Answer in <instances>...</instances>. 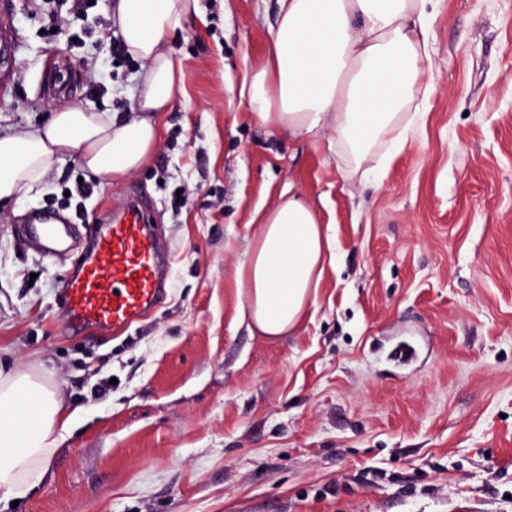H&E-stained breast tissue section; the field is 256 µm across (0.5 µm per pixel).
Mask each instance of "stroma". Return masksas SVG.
Instances as JSON below:
<instances>
[{"mask_svg":"<svg viewBox=\"0 0 512 512\" xmlns=\"http://www.w3.org/2000/svg\"><path fill=\"white\" fill-rule=\"evenodd\" d=\"M110 0L47 43L58 0H0L12 43L0 136L80 106L136 115L139 62L112 65ZM431 91L380 178L326 144L255 123L240 89L277 0H200L167 46L184 73L151 159L106 183L69 155L0 204V363L66 412L42 483L0 512H512V0H429ZM88 224L150 196L170 251L165 303L87 344L57 289L81 262L33 251L34 211ZM301 191L336 241L316 302L269 340L240 316L236 271L256 209Z\"/></svg>","mask_w":512,"mask_h":512,"instance_id":"35a3bbf8","label":"stroma"}]
</instances>
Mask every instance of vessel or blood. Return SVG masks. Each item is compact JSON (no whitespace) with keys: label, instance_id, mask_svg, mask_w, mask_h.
Wrapping results in <instances>:
<instances>
[{"label":"vessel or blood","instance_id":"b4317fda","mask_svg":"<svg viewBox=\"0 0 512 512\" xmlns=\"http://www.w3.org/2000/svg\"><path fill=\"white\" fill-rule=\"evenodd\" d=\"M69 218L37 211L24 236L46 257L67 249ZM168 262L145 210L130 204L120 214L88 229L84 259L63 280L58 304L72 334L129 329L169 294Z\"/></svg>","mask_w":512,"mask_h":512}]
</instances>
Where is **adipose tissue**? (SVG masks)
<instances>
[{
	"instance_id": "adipose-tissue-1",
	"label": "adipose tissue",
	"mask_w": 512,
	"mask_h": 512,
	"mask_svg": "<svg viewBox=\"0 0 512 512\" xmlns=\"http://www.w3.org/2000/svg\"><path fill=\"white\" fill-rule=\"evenodd\" d=\"M277 28L264 62L241 95L255 120L341 148L356 174L372 149L384 161L407 143L422 104L415 88L429 60L425 0H277ZM112 20L141 63L136 117L116 122L81 107L54 110L46 125L0 137V202L39 187L64 156L78 154L92 175L110 180L143 166L160 139L159 117L184 75L166 39L198 14V0H112ZM257 231L237 268L242 316L274 340L295 330L314 303L334 242L303 193L291 189L256 213ZM61 406L31 375L0 368V502L38 486L62 434Z\"/></svg>"
}]
</instances>
